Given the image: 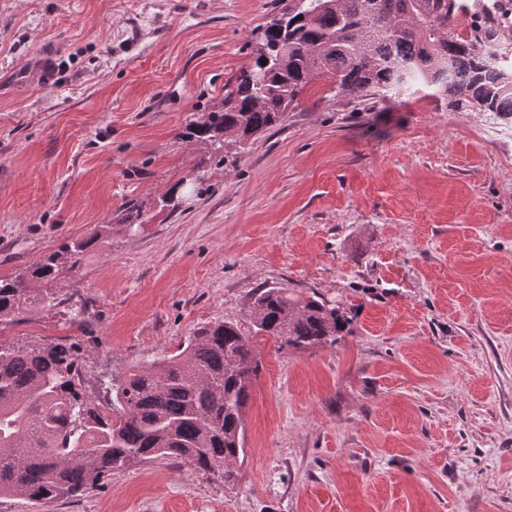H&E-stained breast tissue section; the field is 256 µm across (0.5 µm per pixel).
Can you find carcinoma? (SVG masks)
<instances>
[{"mask_svg": "<svg viewBox=\"0 0 512 512\" xmlns=\"http://www.w3.org/2000/svg\"><path fill=\"white\" fill-rule=\"evenodd\" d=\"M458 0H288L265 27L254 63L222 106L184 133L214 155L238 154L298 107L305 90L330 79L339 97L401 94L420 86L455 112H495L512 121V62L497 25L455 30ZM112 233L0 277V324L53 307L52 284ZM254 335L280 350L334 346L351 333L340 306L286 288L258 290ZM80 347L64 339L0 344V498L50 505L80 497L112 471L154 460L188 463L233 483L244 454V413L260 373L252 339L231 322L198 330L174 354L85 393Z\"/></svg>", "mask_w": 512, "mask_h": 512, "instance_id": "carcinoma-1", "label": "carcinoma"}]
</instances>
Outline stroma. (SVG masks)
Segmentation results:
<instances>
[{
    "label": "stroma",
    "mask_w": 512,
    "mask_h": 512,
    "mask_svg": "<svg viewBox=\"0 0 512 512\" xmlns=\"http://www.w3.org/2000/svg\"><path fill=\"white\" fill-rule=\"evenodd\" d=\"M285 0H0V276L92 239L60 306L0 343L73 338L86 392L218 320L261 373L238 478L168 460L45 512H512V123L315 81L245 151L180 134ZM48 59L49 78L21 85ZM191 182L177 208L161 200ZM130 231L95 239L127 206ZM339 303L336 346L254 336L260 288Z\"/></svg>",
    "instance_id": "stroma-1"
}]
</instances>
